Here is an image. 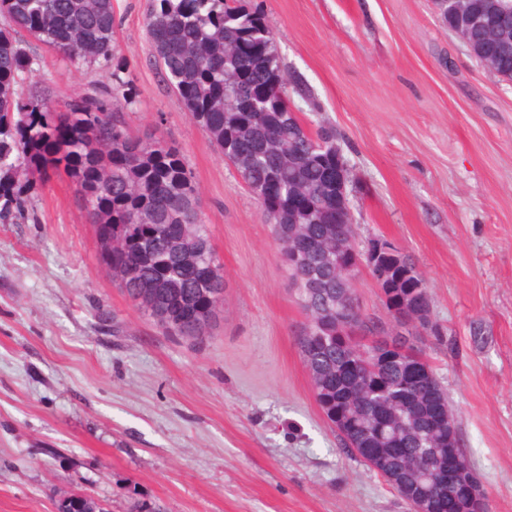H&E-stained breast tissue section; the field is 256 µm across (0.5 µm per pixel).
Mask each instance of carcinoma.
Wrapping results in <instances>:
<instances>
[{"instance_id":"obj_1","label":"carcinoma","mask_w":512,"mask_h":512,"mask_svg":"<svg viewBox=\"0 0 512 512\" xmlns=\"http://www.w3.org/2000/svg\"><path fill=\"white\" fill-rule=\"evenodd\" d=\"M501 15V78L512 81V0ZM258 3L244 0H148L146 31L172 89L249 189L275 182L264 206L276 226L307 322L297 336L316 403L332 423H349L343 448L363 460L392 448L385 467L401 473L414 497L430 466L448 448L438 416L444 389L431 395L426 378L403 362L421 355L404 336L373 337L367 314L336 272L351 256L339 249L355 237L351 224L320 222L291 210L303 196L322 206L332 194L318 162L336 128L318 118L298 81H279L286 66L272 27L251 20ZM114 0H0V223L31 218V200L49 172L64 170L98 240L115 246L105 264L127 296L155 290L148 315L164 330L205 335L217 308L204 292L211 268H221L199 198L179 148L159 135H133L125 113L139 104L125 77L115 38ZM262 42L265 54L228 57L224 41ZM37 42L71 64L112 70V87L91 99L62 103L26 90L36 71ZM309 111H292V96ZM436 512H452L448 486L432 482Z\"/></svg>"}]
</instances>
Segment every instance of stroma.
Masks as SVG:
<instances>
[{"label":"stroma","instance_id":"35a3bbf8","mask_svg":"<svg viewBox=\"0 0 512 512\" xmlns=\"http://www.w3.org/2000/svg\"><path fill=\"white\" fill-rule=\"evenodd\" d=\"M350 159L357 238L422 272L447 392L490 512H512V82L488 73L431 0H262ZM142 102L133 133L177 145L224 271L206 336L165 334L105 271L74 186L51 176L35 221L0 224V512H409L344 450L296 335L306 316L254 195L156 65L146 0H115ZM31 88L65 100L112 77L35 46Z\"/></svg>","mask_w":512,"mask_h":512}]
</instances>
